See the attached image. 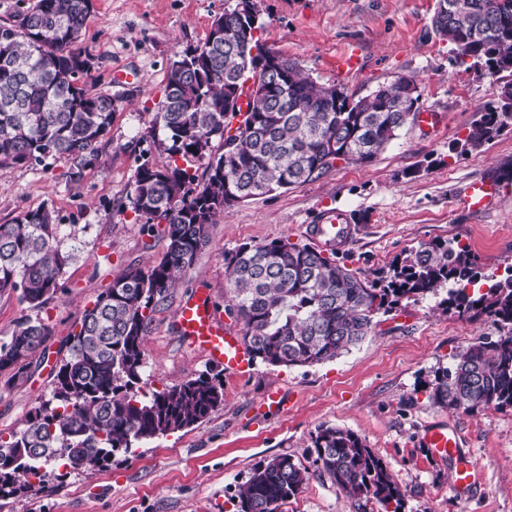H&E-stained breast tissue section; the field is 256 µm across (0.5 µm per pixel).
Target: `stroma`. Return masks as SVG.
Wrapping results in <instances>:
<instances>
[{"mask_svg":"<svg viewBox=\"0 0 512 512\" xmlns=\"http://www.w3.org/2000/svg\"><path fill=\"white\" fill-rule=\"evenodd\" d=\"M233 0H95L77 45L94 58L95 89L116 97L112 125L98 161L81 180L45 160L0 165V224L36 208L77 226L76 257L65 291L40 316L52 328L45 357L24 374H0V433L26 428L52 393V369L69 355V335L98 294L132 267L158 262L162 235H147L121 200L142 159L167 166L164 138L153 122L178 51L202 44L213 20ZM262 41L296 62L315 81L335 82L354 97L405 75L421 93L419 109L438 115L428 127L407 125L371 162L333 165L320 177L225 207L195 263L152 315L146 337L143 390L177 387L205 372L222 374L173 327L180 303L194 295L224 305L225 254L273 239L309 243L322 211L353 215L356 231L342 257L370 276L421 246L451 237L468 243L483 274L512 266V123L470 154L453 157L485 104L501 105L512 74L489 76L457 65L453 47L432 28L435 0H257ZM358 49L355 71L340 73L336 57ZM485 180L502 194L485 213L457 208L467 184ZM491 318L443 311L438 298L404 304L380 319L374 333L336 359L306 367L255 363L245 380L224 377V400L202 423L118 451L110 464L63 469L44 483L0 498V512H238L240 486L253 469L287 454L309 481L281 512H353L350 500L321 476L312 439L320 426L358 435L385 462L403 494L401 512H512V408L469 412L434 407L427 388L437 369L482 336ZM280 391L287 405L271 412L264 395ZM445 421L475 463L478 479L466 497L451 489L453 461L430 459L418 440L425 425Z\"/></svg>","mask_w":512,"mask_h":512,"instance_id":"obj_1","label":"stroma"}]
</instances>
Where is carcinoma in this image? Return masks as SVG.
Instances as JSON below:
<instances>
[{"label":"carcinoma","mask_w":512,"mask_h":512,"mask_svg":"<svg viewBox=\"0 0 512 512\" xmlns=\"http://www.w3.org/2000/svg\"><path fill=\"white\" fill-rule=\"evenodd\" d=\"M93 9V0H37L14 23L0 25V163L61 161L78 181L97 160L115 100L95 90L93 58L74 47ZM432 26L454 45L458 62L470 59L492 76L512 66V0H437ZM255 29L263 25L225 13L203 44L172 61L155 114L166 132L158 147L172 158L204 162L203 176L147 159L136 167L128 207L146 234H163L167 250L157 264L129 269L96 297L70 334L69 356L55 367L52 398L25 430L0 436L1 498L62 467H102L116 450L203 422L223 401L219 375L150 393L140 383L151 313L175 274L194 264L226 197L241 203L316 178L332 164V144L335 158L366 163L414 122L399 106V82L337 103L290 60L288 82L271 76V89L248 96L238 134L224 141V99L239 87L250 50L261 47ZM509 120L512 111L485 107L450 151L479 149ZM74 239L76 225L59 223L45 208L0 224V292H18L31 308H43L64 290V270L75 257L64 243ZM225 261V311L243 324L253 357L275 367L335 359L374 331L377 315L448 287L439 305L462 317L493 318L498 336L478 339L435 372L431 404L512 407V267L481 289L477 257L458 239L412 251L372 281L337 261L334 250L284 239L241 245ZM51 332L40 318L20 322L0 339V373L23 374ZM313 448L320 472L354 512H369L370 504L376 512H400L399 486L356 434L321 426ZM307 480V469L291 456H275L240 487L239 512H280Z\"/></svg>","instance_id":"obj_1"}]
</instances>
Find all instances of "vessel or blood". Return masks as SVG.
Masks as SVG:
<instances>
[{
	"instance_id": "vessel-or-blood-1",
	"label": "vessel or blood",
	"mask_w": 512,
	"mask_h": 512,
	"mask_svg": "<svg viewBox=\"0 0 512 512\" xmlns=\"http://www.w3.org/2000/svg\"><path fill=\"white\" fill-rule=\"evenodd\" d=\"M497 195V187L476 180L468 185L458 203L469 211L482 213L491 209ZM353 232L345 212L340 210L325 213L320 223L309 229L310 237L320 246L339 251L351 242ZM175 324L183 341L204 351L212 362L223 365L228 376L240 380L251 372L252 358L247 346L225 326L221 314L208 299L195 296L183 301L176 311ZM421 443L432 459L454 460L453 491L460 496L467 494L476 481V468L468 457L460 455L456 431L445 424L429 426Z\"/></svg>"
}]
</instances>
